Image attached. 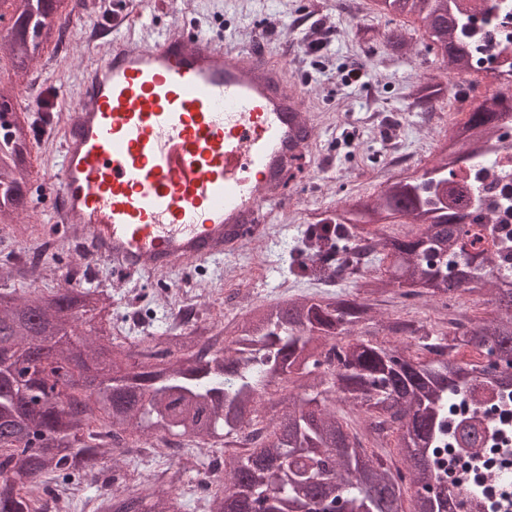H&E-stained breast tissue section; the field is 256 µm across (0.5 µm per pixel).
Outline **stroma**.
Listing matches in <instances>:
<instances>
[{
    "instance_id": "stroma-1",
    "label": "stroma",
    "mask_w": 512,
    "mask_h": 512,
    "mask_svg": "<svg viewBox=\"0 0 512 512\" xmlns=\"http://www.w3.org/2000/svg\"><path fill=\"white\" fill-rule=\"evenodd\" d=\"M128 11L132 29L127 36L134 44L154 42L176 18L190 30L222 34L225 50L254 47L269 62L282 65L288 85L306 92L315 130L314 161L287 177L288 201L269 207L263 238L246 240L233 258L168 273V299L154 296V275L126 276L102 262L75 268V252L68 245L49 257L37 287H56L78 272L82 286L111 292L112 320L122 336L130 333L124 314L132 299L138 301L142 329L149 333L169 326L174 303L199 294L209 295L211 314L230 319L251 304L285 294L353 291L352 281L329 284L299 273L294 248L303 243L316 215L335 209L343 197L373 193L388 178L422 168L434 140L447 135L453 103L443 101L435 110L422 112L404 99L407 86L428 67L424 32L412 30L405 54L389 57L371 51L368 39L387 25L372 0H131ZM44 54L34 65V86L24 91L13 85L9 65L0 66V88L21 95V111H29L50 86L76 96L79 76L98 52L72 38L64 48H48ZM357 68L365 76L350 82L349 74ZM64 113V106H57L53 120L33 142L30 194L39 192L40 180L58 163ZM483 301L481 295L466 294L447 306L405 307L390 299L381 309L407 320L440 323L459 312L475 315Z\"/></svg>"
}]
</instances>
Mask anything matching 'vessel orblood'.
<instances>
[{
  "mask_svg": "<svg viewBox=\"0 0 512 512\" xmlns=\"http://www.w3.org/2000/svg\"><path fill=\"white\" fill-rule=\"evenodd\" d=\"M112 19L107 50L68 105L60 160L41 184L54 223L128 273L236 256L310 152L305 93L255 48L164 30L133 45Z\"/></svg>",
  "mask_w": 512,
  "mask_h": 512,
  "instance_id": "obj_1",
  "label": "vessel or blood"
}]
</instances>
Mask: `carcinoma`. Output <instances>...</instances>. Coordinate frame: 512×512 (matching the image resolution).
Listing matches in <instances>:
<instances>
[{"label":"carcinoma","instance_id":"obj_1","mask_svg":"<svg viewBox=\"0 0 512 512\" xmlns=\"http://www.w3.org/2000/svg\"><path fill=\"white\" fill-rule=\"evenodd\" d=\"M13 23L0 28L14 82L26 84L37 38L57 45L85 0H0ZM386 15L419 21L439 73L409 85L423 112L449 98L465 101L477 72L457 0H380ZM407 29L394 25L382 44L401 54ZM460 81L448 82L447 72ZM483 73L491 93L472 102L466 120L436 141L429 164L387 180L373 194L348 196L311 225L301 272L330 279L350 251L368 255L355 294L325 292L258 304L227 322L188 309L192 324L142 336L112 334V295L62 284L23 293L0 263V512H44L42 500L71 484L101 478L104 492L87 512H182L178 490L202 471L196 489L207 512H448L455 483L438 472L453 444L468 454L486 443L482 417L455 418L464 393L486 386L498 399L484 413L512 408V280L498 276L512 253L466 223L475 191L459 179L497 127L512 121V84ZM33 120L0 135V224H13L26 199ZM395 224L412 234L395 236ZM487 287L492 309L427 326L378 318L385 299L446 304ZM386 336L380 341L378 335ZM464 345L496 352L500 366L469 365ZM302 394L278 396L288 384ZM365 414L380 442L395 441L402 466L367 448L336 402ZM178 439L188 448L212 439L222 456L188 454L153 475L138 492L114 485L129 450ZM488 444V443H486ZM494 447V444H488ZM112 455V474L101 460Z\"/></svg>","mask_w":512,"mask_h":512}]
</instances>
